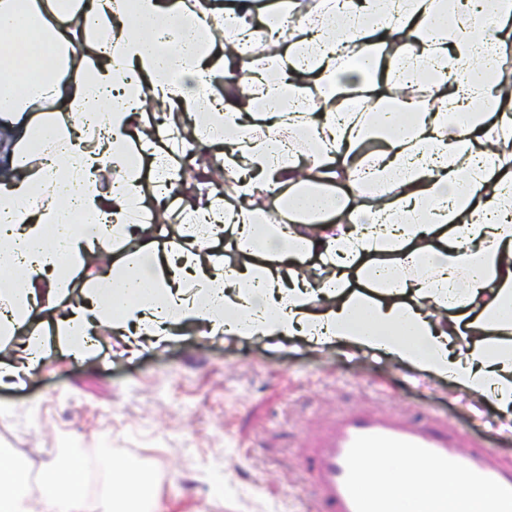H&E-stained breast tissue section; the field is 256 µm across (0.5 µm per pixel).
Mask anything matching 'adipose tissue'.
Masks as SVG:
<instances>
[{"label":"adipose tissue","mask_w":512,"mask_h":512,"mask_svg":"<svg viewBox=\"0 0 512 512\" xmlns=\"http://www.w3.org/2000/svg\"><path fill=\"white\" fill-rule=\"evenodd\" d=\"M252 15V0L222 12L211 0H0V268L20 272L0 279V335L20 353L0 360V384L42 363L44 323L75 358L99 325L159 341L191 325L381 354L512 422V145L499 140L512 112L491 79L512 45V0H310L258 59ZM228 19L237 27L220 58L212 35ZM22 32L51 54L32 82ZM243 71L260 107L210 94ZM45 100L53 109L27 120ZM150 108L173 113L180 139L223 143L235 199L186 200L204 230L116 256L70 300L55 268L149 233L147 196L179 183L174 155L151 143ZM147 160L164 164L151 186ZM257 190L278 223L252 206ZM226 236L233 264L212 251ZM86 470L79 451L59 454L34 499L26 467L1 457L0 512H87ZM109 472L97 512L155 500L138 462ZM360 475L390 512H512L493 489L396 450Z\"/></svg>","instance_id":"adipose-tissue-1"}]
</instances>
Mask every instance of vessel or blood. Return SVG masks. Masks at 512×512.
<instances>
[{
  "instance_id": "obj_1",
  "label": "vessel or blood",
  "mask_w": 512,
  "mask_h": 512,
  "mask_svg": "<svg viewBox=\"0 0 512 512\" xmlns=\"http://www.w3.org/2000/svg\"><path fill=\"white\" fill-rule=\"evenodd\" d=\"M403 451L438 474L453 470L494 486L512 499V469L502 468L494 449L445 423H410L389 411H348L313 443V478L319 488L317 512H388L383 499L366 488L359 468L373 452Z\"/></svg>"
}]
</instances>
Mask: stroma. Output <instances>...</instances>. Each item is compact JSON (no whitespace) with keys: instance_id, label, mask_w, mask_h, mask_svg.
I'll list each match as a JSON object with an SVG mask.
<instances>
[{"instance_id":"obj_1","label":"stroma","mask_w":512,"mask_h":512,"mask_svg":"<svg viewBox=\"0 0 512 512\" xmlns=\"http://www.w3.org/2000/svg\"><path fill=\"white\" fill-rule=\"evenodd\" d=\"M128 238L84 261L69 281L93 287ZM85 359L50 348L33 378L0 386V449L30 472V496L49 459L78 448L98 466L133 459L157 487L153 512H315L307 444L336 416L365 408L438 418L486 439L512 466V433L493 403L472 409L448 381H413L379 356L278 349L183 327L174 342L132 346L108 331ZM224 477L223 494L212 478Z\"/></svg>"}]
</instances>
